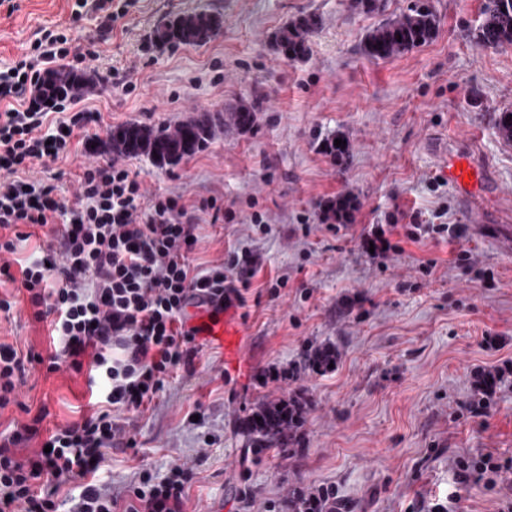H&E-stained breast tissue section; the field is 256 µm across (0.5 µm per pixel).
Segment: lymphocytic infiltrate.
Segmentation results:
<instances>
[{"instance_id": "obj_1", "label": "lymphocytic infiltrate", "mask_w": 512, "mask_h": 512, "mask_svg": "<svg viewBox=\"0 0 512 512\" xmlns=\"http://www.w3.org/2000/svg\"><path fill=\"white\" fill-rule=\"evenodd\" d=\"M65 33L42 30L10 66L0 69V272L38 229L37 252L21 263L14 293L0 295V314L17 304L46 324L50 352L22 351L0 341V411L16 403L31 366L87 372L99 405L91 415L48 430L45 411L0 433V512H59L54 491L38 493L47 477L65 482L94 472L113 448L135 441L119 414L139 410L164 387L166 377L191 369L195 329L186 327L196 300L228 298L259 269L250 252L233 251L199 268L197 213L211 201L185 204L181 197L146 195L136 172L109 161L84 167L75 201L34 176L36 169L90 148L97 112L59 116L63 99H49L39 84L47 65L68 57ZM45 446L18 453L35 438ZM504 470L492 454L455 461L460 483L497 485ZM191 468L176 465L164 476L142 469L137 484L115 495L86 485L72 512H185Z\"/></svg>"}]
</instances>
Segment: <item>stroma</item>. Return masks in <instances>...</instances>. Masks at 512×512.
<instances>
[{"mask_svg":"<svg viewBox=\"0 0 512 512\" xmlns=\"http://www.w3.org/2000/svg\"><path fill=\"white\" fill-rule=\"evenodd\" d=\"M423 2L440 19L436 37L379 62L360 44L381 17L350 0H114L127 13L110 29L92 14L71 21L73 0H20L13 15L0 13V68L59 24L71 28V54L94 43L101 51L91 66L105 79L71 106L100 113V145L41 174L67 198L80 168L112 158L102 146L111 127L173 129L203 111L263 101L252 128L217 126L178 165L125 159L147 194L215 197L234 212L224 224L201 213L199 267L236 249L252 250L260 267L235 307L244 368L195 341L192 372L166 378L159 399L132 416L135 447L110 450L91 482L117 494L141 467L161 476L180 463L195 472L187 512H285L293 489L308 486L333 488L352 512H498L506 484L462 486L454 462L486 452L512 460V383L487 415L468 411L473 372L512 359V143L493 126L495 110L512 109V47L472 41L483 0ZM311 11L323 19L312 54L288 60L270 36ZM194 12L221 14L222 28L200 45L154 42L159 23ZM336 135L351 145L341 167L320 149ZM460 157L479 170L467 194L438 177ZM348 193L350 221H324V203ZM256 211L265 227L252 224ZM415 218L460 225L462 235L407 240ZM376 225L397 249L372 259L360 242ZM488 333L498 348L483 347ZM0 340L44 353L50 338L21 306L0 320ZM324 344L337 347L335 366L303 368L306 352ZM289 396L306 402L300 451L244 460L240 420ZM42 408L50 428L91 412L85 377L30 370L17 404L0 412V431Z\"/></svg>","mask_w":512,"mask_h":512,"instance_id":"35a3bbf8","label":"stroma"}]
</instances>
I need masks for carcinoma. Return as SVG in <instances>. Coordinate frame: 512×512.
I'll return each mask as SVG.
<instances>
[{
  "instance_id": "1",
  "label": "carcinoma",
  "mask_w": 512,
  "mask_h": 512,
  "mask_svg": "<svg viewBox=\"0 0 512 512\" xmlns=\"http://www.w3.org/2000/svg\"><path fill=\"white\" fill-rule=\"evenodd\" d=\"M483 20L474 38L483 48L512 46V0H484ZM221 16L198 12L182 14L164 23L156 32L162 44L196 43L210 38L222 27ZM440 20L427 6L414 5L396 18L385 19L365 36L363 54L375 61H386L429 43L437 34ZM322 26V18L315 12L302 13L282 24L272 35L275 50L290 60H304L310 55L311 38ZM260 104H240L231 111L201 112L170 131L164 126L127 123L112 128L106 142L112 152L125 156H145L157 166L176 165L202 150L211 140L215 127L226 126L246 129L254 124ZM511 109L499 111L495 127L500 138L512 142ZM321 150L342 164L350 153V145H334V138L321 143ZM330 348L307 354L305 367L323 371L334 362ZM303 405L294 399L263 402L240 424L246 448L261 458L271 450L285 451L293 443L303 418ZM318 507L295 495L288 502L289 512L307 509L309 512H328L336 503L316 495Z\"/></svg>"
}]
</instances>
